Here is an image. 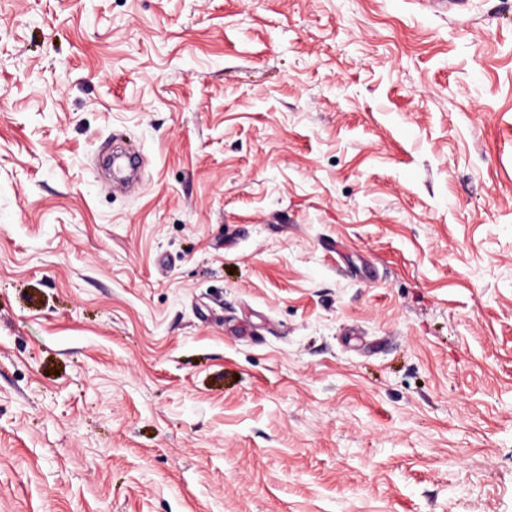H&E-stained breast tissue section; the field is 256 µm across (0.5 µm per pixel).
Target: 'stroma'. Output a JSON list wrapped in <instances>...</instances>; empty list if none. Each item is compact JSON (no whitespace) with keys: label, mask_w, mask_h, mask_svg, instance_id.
<instances>
[{"label":"stroma","mask_w":512,"mask_h":512,"mask_svg":"<svg viewBox=\"0 0 512 512\" xmlns=\"http://www.w3.org/2000/svg\"><path fill=\"white\" fill-rule=\"evenodd\" d=\"M0 512H512V0H0Z\"/></svg>","instance_id":"1"}]
</instances>
